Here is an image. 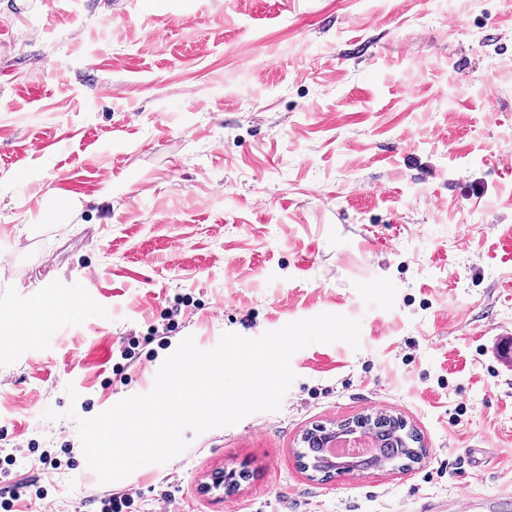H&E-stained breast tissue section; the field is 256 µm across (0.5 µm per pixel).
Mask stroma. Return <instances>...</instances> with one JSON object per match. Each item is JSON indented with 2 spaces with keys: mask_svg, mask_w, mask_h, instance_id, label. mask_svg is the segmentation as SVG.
Wrapping results in <instances>:
<instances>
[{
  "mask_svg": "<svg viewBox=\"0 0 512 512\" xmlns=\"http://www.w3.org/2000/svg\"><path fill=\"white\" fill-rule=\"evenodd\" d=\"M511 153L512 0H0V512L131 492L135 512H419L512 490ZM322 313L360 320L361 347L295 353L279 411L113 483L88 468L77 418L148 393L184 338ZM382 405L422 463L300 466L307 429ZM230 470L238 490L203 492Z\"/></svg>",
  "mask_w": 512,
  "mask_h": 512,
  "instance_id": "obj_1",
  "label": "stroma"
}]
</instances>
